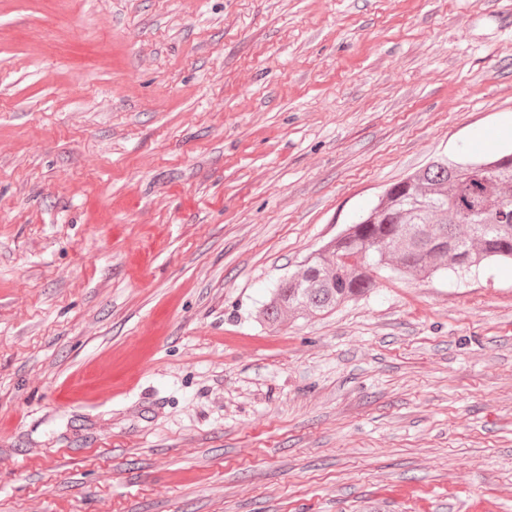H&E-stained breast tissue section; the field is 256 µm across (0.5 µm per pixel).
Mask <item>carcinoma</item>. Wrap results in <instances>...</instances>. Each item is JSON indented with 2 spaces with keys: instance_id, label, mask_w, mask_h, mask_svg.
<instances>
[{
  "instance_id": "1",
  "label": "carcinoma",
  "mask_w": 512,
  "mask_h": 512,
  "mask_svg": "<svg viewBox=\"0 0 512 512\" xmlns=\"http://www.w3.org/2000/svg\"><path fill=\"white\" fill-rule=\"evenodd\" d=\"M512 263V153L425 169L270 289L258 317L270 331L293 313L316 317L376 288L382 273L463 279L482 262Z\"/></svg>"
}]
</instances>
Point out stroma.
<instances>
[{"label": "stroma", "mask_w": 512, "mask_h": 512, "mask_svg": "<svg viewBox=\"0 0 512 512\" xmlns=\"http://www.w3.org/2000/svg\"><path fill=\"white\" fill-rule=\"evenodd\" d=\"M512 150V0H0V512H512V266L269 288Z\"/></svg>", "instance_id": "35a3bbf8"}]
</instances>
